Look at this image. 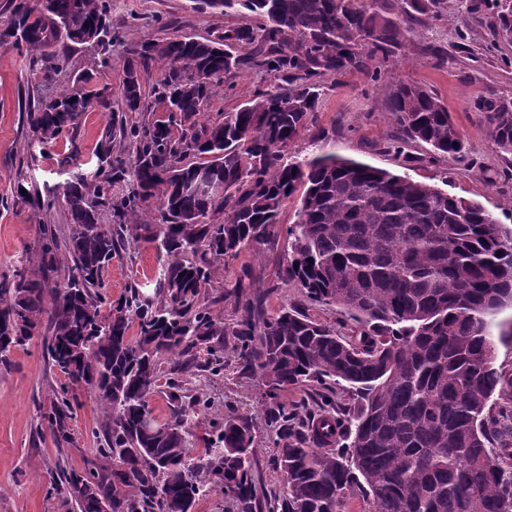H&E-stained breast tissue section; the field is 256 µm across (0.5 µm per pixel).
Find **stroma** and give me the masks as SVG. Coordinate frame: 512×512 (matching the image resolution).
<instances>
[{"mask_svg": "<svg viewBox=\"0 0 512 512\" xmlns=\"http://www.w3.org/2000/svg\"><path fill=\"white\" fill-rule=\"evenodd\" d=\"M112 30L119 37L112 46V65L91 71V88L108 87L113 102H120L123 64L127 48L157 43L172 34L218 39L225 29L244 22L234 12L199 10L193 0H112ZM57 52L69 53V65L53 81H45L37 65L38 52L0 44V276L29 266L39 253L43 225L66 221L63 190L65 176L57 170V154H67L72 165L85 167L100 147L107 113L85 112L75 140H60L54 153L32 157L29 138L18 107L21 94L48 101L88 69L90 51H69L66 43ZM89 70V69H88ZM418 84L433 91L448 110L461 133L466 153L460 158L429 159V148L417 145L414 161L389 151L395 126L387 109L391 80ZM276 75L256 69L225 77L222 88L205 115L221 121L226 111L277 84ZM323 92L311 117L314 128L329 135L328 151L415 180L439 186L458 197L481 203L503 223L512 226V157L499 152L490 139L474 104L489 92L512 97V41L502 39L487 24L476 22L465 38H458L453 13L428 29L405 34L387 57H375L367 68L353 69L321 79ZM39 188H50L58 197L51 210H40L13 196L17 177ZM278 254L246 251L217 261L212 269L215 288L234 280L241 266L261 270L262 292L268 310L293 303L311 317L354 335L356 323L337 308L306 302L298 288L281 285L276 277ZM162 261L148 244L114 258L104 274V292L119 300L129 284L152 283ZM189 388L200 391L208 409L193 419V445L203 450V439L228 411L248 415L256 430L255 448L266 461L275 451L273 434L265 423L258 379L242 375L233 351L224 353V373L201 379L188 377ZM64 375L50 369L39 340L13 348L8 365H0V512H66L68 490L55 473V464L84 472L96 458L92 435L100 420L93 397L82 389L70 390L74 418L72 440L53 441L44 428L55 391L65 387Z\"/></svg>", "mask_w": 512, "mask_h": 512, "instance_id": "stroma-1", "label": "stroma"}]
</instances>
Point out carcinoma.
Here are the masks:
<instances>
[{"instance_id":"carcinoma-1","label":"carcinoma","mask_w":512,"mask_h":512,"mask_svg":"<svg viewBox=\"0 0 512 512\" xmlns=\"http://www.w3.org/2000/svg\"><path fill=\"white\" fill-rule=\"evenodd\" d=\"M200 2L256 25L228 28L220 42L172 35L131 47L117 110L107 88L86 90L82 75L26 110L30 143L41 146L75 139L92 106L109 113L95 164L64 186L66 233L43 225L38 269L0 282V362L38 337L50 367L87 387L100 406L97 462L84 474L56 468L76 509L100 512L104 502L112 512H192L208 486L224 494L225 512H345L350 498L370 512H512V449L488 448L496 428L512 423V405L502 403L512 378L489 357L512 341V326L491 329L512 307V228L435 185L333 152H288L309 130L318 78L388 55L401 31L440 19L447 0ZM455 10L462 32L482 17L512 38V0H455ZM111 12L112 0H6L0 42L43 52L47 81L68 67V56L50 51L64 39L107 67ZM155 60L165 63L153 91L166 116L130 124L125 113L139 111L144 96L141 70ZM244 68L274 73L282 84L221 122L199 121L224 75ZM476 109L500 152L512 155V98L491 92ZM388 112L397 127L389 148L464 154L460 132L429 89L395 85ZM116 141L133 144V155L114 153ZM201 173L224 193L187 190ZM120 182L127 193L114 199ZM299 190L295 221L283 230L280 213ZM16 197L51 206L22 181ZM150 198L159 204L154 220L126 223ZM104 211L117 224H102ZM142 243L163 257L157 298L134 283L102 313L106 267ZM277 247L281 283L347 313L357 335L294 305L268 313L250 265L222 292L239 318L226 322L215 312L214 263ZM61 250L70 256L63 266ZM230 343L243 374L262 382L281 490L263 482L246 417L225 415L204 451L192 454L189 425L200 402L180 374L220 376ZM163 374L171 417L150 427L148 400ZM290 386L315 391L313 407H288L282 392ZM72 416L63 392L44 416L55 442H71Z\"/></svg>"}]
</instances>
